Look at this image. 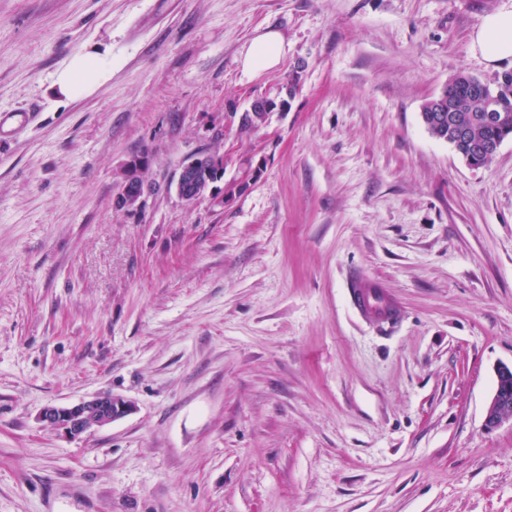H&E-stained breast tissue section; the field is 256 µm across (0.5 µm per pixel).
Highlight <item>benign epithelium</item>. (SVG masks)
<instances>
[{"label": "benign epithelium", "instance_id": "1", "mask_svg": "<svg viewBox=\"0 0 512 512\" xmlns=\"http://www.w3.org/2000/svg\"><path fill=\"white\" fill-rule=\"evenodd\" d=\"M148 163L142 158H132L120 169L117 181L118 191L114 206L128 213H140L145 209L147 198L154 190L143 173ZM258 169L248 168L240 180L224 186V192L217 191L216 183L224 176V154L213 151L187 160L181 167L176 190L179 197L188 204L208 196L221 206L230 204L239 188H246L254 182ZM132 404L114 395L95 396L70 406H48L40 413V419L63 430L72 437L102 428L124 416ZM512 420V367L501 366L496 371V383L488 402L485 426L494 428L503 421Z\"/></svg>", "mask_w": 512, "mask_h": 512}]
</instances>
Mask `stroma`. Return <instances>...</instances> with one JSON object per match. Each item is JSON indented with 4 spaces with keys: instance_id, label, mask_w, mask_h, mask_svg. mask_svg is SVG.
Here are the masks:
<instances>
[{
    "instance_id": "35a3bbf8",
    "label": "stroma",
    "mask_w": 512,
    "mask_h": 512,
    "mask_svg": "<svg viewBox=\"0 0 512 512\" xmlns=\"http://www.w3.org/2000/svg\"><path fill=\"white\" fill-rule=\"evenodd\" d=\"M512 0H0V512H512V139L474 167L422 103ZM284 42L260 76L242 54ZM100 50L75 98L61 71ZM299 86L288 111H238ZM262 162L230 205L183 162ZM147 153L142 213L116 173ZM397 322L360 314L356 276ZM134 409L70 438L41 410ZM284 44L280 34L266 30L255 36L244 52L242 66L249 76H256L276 67L283 56ZM277 97L275 98H268V97H261V98H255L253 102L250 105V110L253 111L256 107L259 108L260 106H270L271 102L277 101ZM255 115L252 116L249 110H245L242 113V123L241 128L242 129H249L250 127H258L266 123L267 121V115L270 114L269 112H275L272 110L264 111V110H254ZM256 112H265L264 113H256ZM258 174L259 170L250 166L243 178L225 185L223 193L217 191L215 184L224 176V154L213 151L190 158L182 165L176 180V190L179 197L188 204L208 196L214 203L224 207L233 201L238 188H247ZM507 419L512 420V367L504 365L496 371V383L484 422L487 428H494Z\"/></svg>"
}]
</instances>
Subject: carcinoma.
<instances>
[{"mask_svg": "<svg viewBox=\"0 0 512 512\" xmlns=\"http://www.w3.org/2000/svg\"><path fill=\"white\" fill-rule=\"evenodd\" d=\"M488 89L491 92L489 96L475 94L469 84H461L454 91L457 111L451 116L469 125L471 136L479 147L512 138V70L497 74L488 84ZM487 111L501 113L506 119L500 124L484 123L482 114Z\"/></svg>", "mask_w": 512, "mask_h": 512, "instance_id": "obj_1", "label": "carcinoma"}]
</instances>
